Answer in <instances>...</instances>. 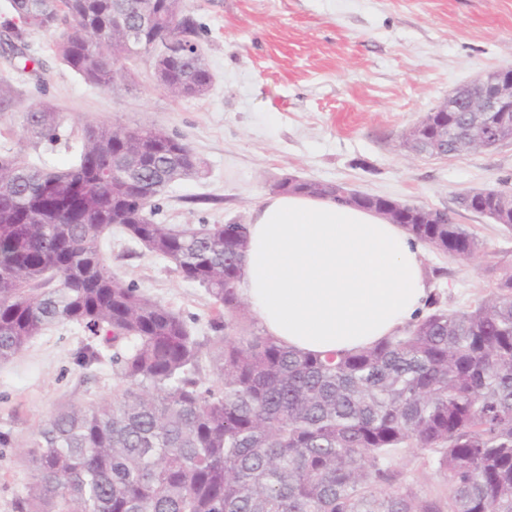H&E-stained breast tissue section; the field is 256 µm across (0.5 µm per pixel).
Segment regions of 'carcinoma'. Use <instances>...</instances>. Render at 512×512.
<instances>
[{
    "instance_id": "carcinoma-1",
    "label": "carcinoma",
    "mask_w": 512,
    "mask_h": 512,
    "mask_svg": "<svg viewBox=\"0 0 512 512\" xmlns=\"http://www.w3.org/2000/svg\"><path fill=\"white\" fill-rule=\"evenodd\" d=\"M8 50L26 62L33 30L70 26L61 61L108 87L123 57L158 51L157 79L185 98L212 82L184 0H9ZM440 112L448 155L483 144ZM55 113L26 114V133L56 139ZM199 170L189 146L152 127L83 129L64 169L0 154V363L53 326L93 335L77 361L112 364L117 394L53 413L26 447L30 482L14 512H512V268L467 310L428 312L370 348L301 353L255 330L238 291L247 225L179 229L152 219L154 198ZM503 194H474L512 230ZM121 228L204 288L217 307L199 339L175 311L112 274L100 250ZM402 228L466 264L481 244L442 210ZM114 348L108 356L106 350ZM216 377L222 390L207 386ZM430 449L444 494L395 485V459Z\"/></svg>"
}]
</instances>
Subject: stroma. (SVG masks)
I'll return each instance as SVG.
<instances>
[{
	"label": "stroma",
	"mask_w": 512,
	"mask_h": 512,
	"mask_svg": "<svg viewBox=\"0 0 512 512\" xmlns=\"http://www.w3.org/2000/svg\"><path fill=\"white\" fill-rule=\"evenodd\" d=\"M199 26L197 43L213 82L199 98L158 86L153 57L127 62L125 78L100 88L55 55L66 27L32 32L30 54L0 55V85L11 106L0 112V149L50 167L75 164L86 124L160 127L187 143L200 174L169 186L154 219L176 227L245 224L252 208L296 177L448 211L481 241L470 263L423 248L428 286L441 306L465 309L493 289L512 265V233L461 209L460 194L512 184V142L451 158L410 154L404 134L449 93L478 75L512 68V0H186ZM33 109L55 113L56 141L24 131ZM108 269L178 312L199 337L212 333L214 303L184 281L172 263L113 230L103 239ZM88 333L61 324L36 337L14 361L0 364V512H13L30 468L17 444L28 442L54 412L111 399V364L82 368L75 352ZM417 449L399 455L401 480L423 493L446 488Z\"/></svg>",
	"instance_id": "1"
}]
</instances>
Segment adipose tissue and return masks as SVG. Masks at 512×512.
<instances>
[{"instance_id": "adipose-tissue-1", "label": "adipose tissue", "mask_w": 512, "mask_h": 512, "mask_svg": "<svg viewBox=\"0 0 512 512\" xmlns=\"http://www.w3.org/2000/svg\"><path fill=\"white\" fill-rule=\"evenodd\" d=\"M239 292L266 335L306 353L370 347L429 298L421 246L399 225L297 193L252 210Z\"/></svg>"}]
</instances>
